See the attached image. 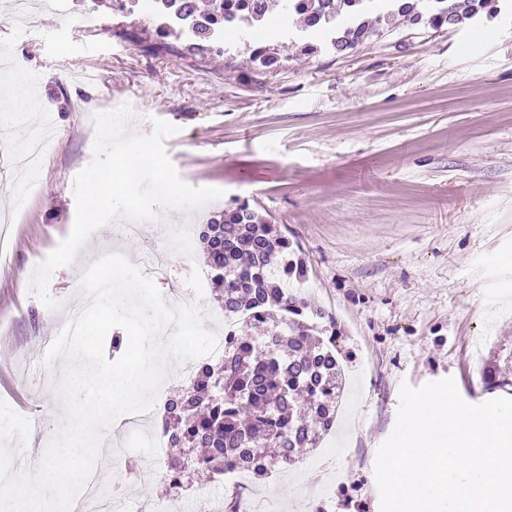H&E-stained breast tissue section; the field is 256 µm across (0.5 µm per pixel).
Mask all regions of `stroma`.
<instances>
[{"label":"stroma","mask_w":512,"mask_h":512,"mask_svg":"<svg viewBox=\"0 0 512 512\" xmlns=\"http://www.w3.org/2000/svg\"><path fill=\"white\" fill-rule=\"evenodd\" d=\"M6 17L0 8V48L27 63L34 97L54 114L34 184L21 200L0 199L14 215L0 253V372L10 378L0 400L40 420V448L64 417L42 343L66 320L83 271L104 255L134 262L167 243L171 281L201 300L216 331L220 307L197 292L199 241L179 244L171 230H201L242 201L300 251L306 295L335 318L349 372L326 443L288 471L249 476L258 512H380L374 466L401 383L450 376L467 402L512 398V386L490 390L481 378L484 362L512 346V10L438 31L401 27L352 53H304L277 33L267 42L280 62L260 74L248 36L204 58L147 51L157 41L149 24L132 39L90 38L56 17L20 35ZM125 102L139 133L154 117L176 126L165 148L180 177L223 195L141 223L134 237L116 222L100 228L74 265L54 272L49 293L61 307L49 310L31 276L72 229L71 187L92 159L94 112ZM108 452L121 468L104 482L145 512L170 503L148 449L129 450L120 434Z\"/></svg>","instance_id":"stroma-1"}]
</instances>
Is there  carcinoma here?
Returning <instances> with one entry per match:
<instances>
[{
	"label": "carcinoma",
	"instance_id": "1",
	"mask_svg": "<svg viewBox=\"0 0 512 512\" xmlns=\"http://www.w3.org/2000/svg\"><path fill=\"white\" fill-rule=\"evenodd\" d=\"M183 18L200 16L197 40L224 32H261L277 14H293L291 37L303 49L318 51L308 33L319 32L323 46L336 52L362 45L383 27L424 25L434 30L485 8L489 0H159ZM255 69L279 62L275 49L252 50ZM212 271V292L226 313L242 321L238 339L224 363L199 367L190 389L168 400L163 433L180 453L168 459L165 478L183 487L188 474L213 479L230 469L264 476L277 466L300 461V450L314 448L336 423L342 369L334 338L313 339L307 323L325 313L289 290L272 273L283 265L288 276L303 272L288 239L247 202L229 208L199 235ZM485 383L512 385V349L487 362Z\"/></svg>",
	"mask_w": 512,
	"mask_h": 512
}]
</instances>
